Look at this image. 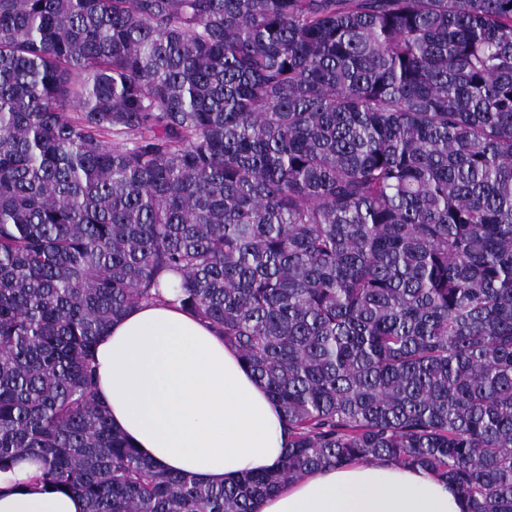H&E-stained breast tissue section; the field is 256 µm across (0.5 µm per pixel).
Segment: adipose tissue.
<instances>
[{"instance_id": "adipose-tissue-1", "label": "adipose tissue", "mask_w": 512, "mask_h": 512, "mask_svg": "<svg viewBox=\"0 0 512 512\" xmlns=\"http://www.w3.org/2000/svg\"><path fill=\"white\" fill-rule=\"evenodd\" d=\"M97 393L144 458L204 484L277 468L288 434L281 407L202 319L162 301L115 321L98 345ZM37 461L0 472V512H84L81 497L32 486ZM443 478L396 462L309 473L259 498L254 512H463Z\"/></svg>"}]
</instances>
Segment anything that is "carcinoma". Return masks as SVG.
I'll use <instances>...</instances> for the list:
<instances>
[{
    "label": "carcinoma",
    "instance_id": "cac0c4a2",
    "mask_svg": "<svg viewBox=\"0 0 512 512\" xmlns=\"http://www.w3.org/2000/svg\"><path fill=\"white\" fill-rule=\"evenodd\" d=\"M163 286L283 409L281 466L207 486L112 428L97 345ZM25 456L86 512H254L354 460L512 512V0H0Z\"/></svg>",
    "mask_w": 512,
    "mask_h": 512
}]
</instances>
